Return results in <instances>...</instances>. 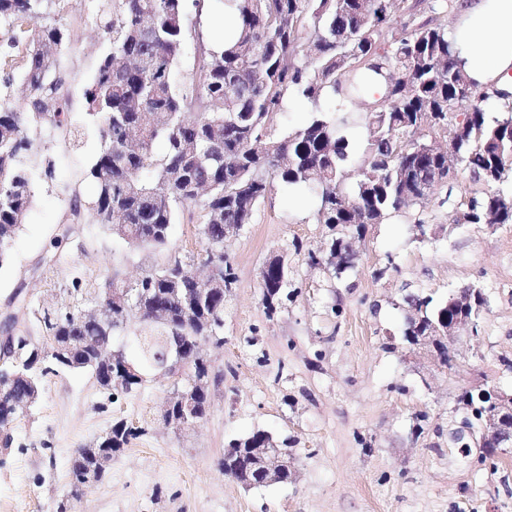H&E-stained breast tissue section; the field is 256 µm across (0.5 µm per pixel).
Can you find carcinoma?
I'll return each instance as SVG.
<instances>
[{"instance_id":"1","label":"carcinoma","mask_w":512,"mask_h":512,"mask_svg":"<svg viewBox=\"0 0 512 512\" xmlns=\"http://www.w3.org/2000/svg\"><path fill=\"white\" fill-rule=\"evenodd\" d=\"M52 0H0V28L10 45L24 44L26 64L19 76L8 73L0 85V268L6 266L27 216L33 188L20 165L33 148L27 131L46 125L72 138V104L57 62L70 33L50 15ZM231 7L239 33L233 44L215 48L203 25L213 0H110L102 5L100 29L108 51L83 96L96 117L101 149L89 167L95 186L91 201L97 223L133 246L162 249L178 215L191 208L205 213L200 261L224 263V291L201 298L197 285L181 276L183 263L147 273L131 287L130 299L112 302L105 330L91 316L59 314L41 308L38 321L76 363L100 382L126 373L125 395L138 392L151 373H162L167 343L193 352L214 339L223 326L224 299L237 277L224 254L225 233L249 224L258 206L274 192L303 187L316 200L314 219L331 235L329 256L339 274L353 264L351 239L369 224L425 199L420 187L448 181V166L431 155L432 133L454 146L456 167L469 173L484 192L464 195L456 222L501 228L512 224V193L500 185L512 179V94L480 92L459 64L448 29L431 20L412 30L386 33L407 0H220ZM193 43L197 67L191 79L179 77L178 63ZM384 76L385 96L361 98L363 67ZM20 82L25 108L5 103ZM346 92L350 105L336 103L328 91ZM504 102L507 115L488 121L481 103ZM310 103V119L287 129L277 123L287 98ZM365 115L367 140L358 158L354 189L344 187L345 163L353 150L341 134L355 113ZM288 287L283 258L270 259L260 272L261 301L268 315L280 308ZM408 303L418 317L407 320L411 345L454 312L448 304L416 294ZM136 325V352H117L112 365L97 359L95 346L112 345V336ZM17 378L0 402V451L11 446L12 412L40 390L30 354L5 360ZM210 367L200 362L185 374L179 392L192 390ZM142 431L123 421L112 425L110 449L123 451ZM269 445L257 430L235 439L219 466L249 487L257 478L247 467L254 448ZM90 462L71 456V482L86 475Z\"/></svg>"}]
</instances>
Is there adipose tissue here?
I'll return each instance as SVG.
<instances>
[{
    "instance_id": "1",
    "label": "adipose tissue",
    "mask_w": 512,
    "mask_h": 512,
    "mask_svg": "<svg viewBox=\"0 0 512 512\" xmlns=\"http://www.w3.org/2000/svg\"><path fill=\"white\" fill-rule=\"evenodd\" d=\"M448 36L479 88L512 85V0H463Z\"/></svg>"
}]
</instances>
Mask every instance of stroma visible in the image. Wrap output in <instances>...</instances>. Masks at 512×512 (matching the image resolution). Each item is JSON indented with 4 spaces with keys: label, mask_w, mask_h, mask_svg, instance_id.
Returning <instances> with one entry per match:
<instances>
[{
    "label": "stroma",
    "mask_w": 512,
    "mask_h": 512,
    "mask_svg": "<svg viewBox=\"0 0 512 512\" xmlns=\"http://www.w3.org/2000/svg\"><path fill=\"white\" fill-rule=\"evenodd\" d=\"M98 0H55L72 42L62 57L72 120L92 124L82 97L108 47L96 24ZM37 150L25 163L34 201L0 269V322L42 344L36 308L97 307L106 279L133 284L201 248V211L181 214L167 249L130 248L97 224L87 206V176L100 149L93 136L74 142L48 127L31 129ZM467 173L437 187L429 201L371 224L354 241V268L310 266L295 244L325 248L302 191H274L251 224L224 243L237 283L224 300L223 346L205 345L216 380L209 409L193 428L162 420L175 380L152 375L140 392L109 401L91 372L60 370L42 379V397L11 427L0 454V512H56L70 498L69 457L116 421L141 428L116 454L105 478L72 512H512V451L482 463L448 442L460 420L462 388L512 393V227L492 230L455 221L457 196L475 191ZM82 202L72 217L71 197ZM282 256L294 296L275 315L260 299L264 263ZM479 287L487 309L477 333L449 346L451 369L426 346L404 339L414 292L447 300ZM263 430L287 441L288 481L244 489L218 466L230 442Z\"/></svg>",
    "instance_id": "1"
}]
</instances>
